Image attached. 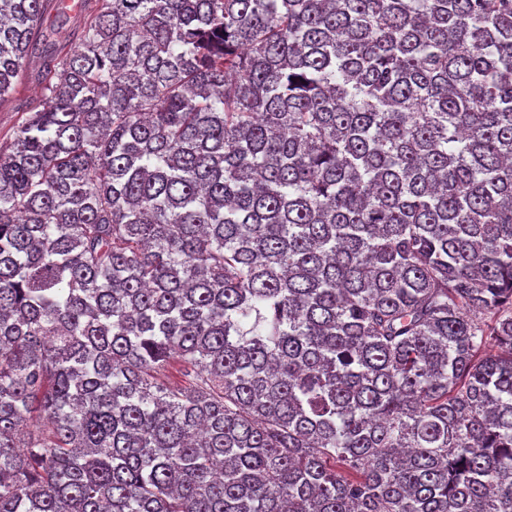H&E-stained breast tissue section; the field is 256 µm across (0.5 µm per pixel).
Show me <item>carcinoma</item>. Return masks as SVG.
<instances>
[{"label":"carcinoma","mask_w":512,"mask_h":512,"mask_svg":"<svg viewBox=\"0 0 512 512\" xmlns=\"http://www.w3.org/2000/svg\"><path fill=\"white\" fill-rule=\"evenodd\" d=\"M79 9L0 147V512H512V0Z\"/></svg>","instance_id":"1"}]
</instances>
